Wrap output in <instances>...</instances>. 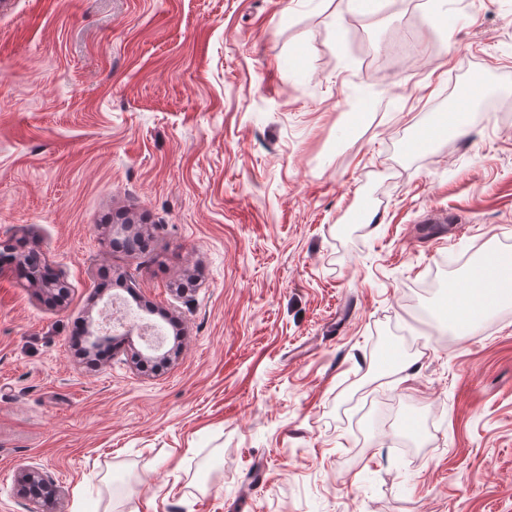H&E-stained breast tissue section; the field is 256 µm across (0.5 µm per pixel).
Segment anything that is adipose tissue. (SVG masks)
Masks as SVG:
<instances>
[{"label":"adipose tissue","instance_id":"ef3b65f1","mask_svg":"<svg viewBox=\"0 0 512 512\" xmlns=\"http://www.w3.org/2000/svg\"><path fill=\"white\" fill-rule=\"evenodd\" d=\"M496 261V255L485 256L474 272L462 275L449 286L443 308L449 329L467 332L481 314L512 303V286L495 288L491 285Z\"/></svg>","mask_w":512,"mask_h":512}]
</instances>
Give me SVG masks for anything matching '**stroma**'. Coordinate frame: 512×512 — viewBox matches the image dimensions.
I'll list each match as a JSON object with an SVG mask.
<instances>
[{"mask_svg":"<svg viewBox=\"0 0 512 512\" xmlns=\"http://www.w3.org/2000/svg\"><path fill=\"white\" fill-rule=\"evenodd\" d=\"M20 239L66 294L0 261V512H512V307L441 312L512 253V0H0ZM114 296L160 371L74 356ZM498 256L497 253L485 256L476 269L462 275L448 287V296L443 308L448 329L465 333L475 320L489 309L502 304L511 305L512 286L510 284H506L504 288L491 287ZM478 274L481 279L477 278Z\"/></svg>","mask_w":512,"mask_h":512,"instance_id":"1","label":"stroma"}]
</instances>
